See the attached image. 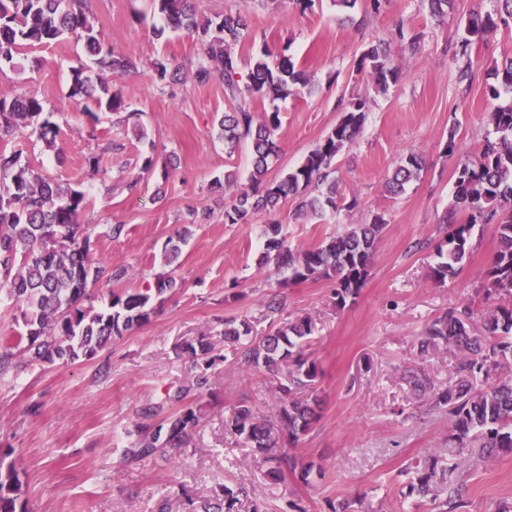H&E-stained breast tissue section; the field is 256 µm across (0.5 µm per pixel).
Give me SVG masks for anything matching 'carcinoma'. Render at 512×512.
<instances>
[{"mask_svg": "<svg viewBox=\"0 0 512 512\" xmlns=\"http://www.w3.org/2000/svg\"><path fill=\"white\" fill-rule=\"evenodd\" d=\"M158 12L173 30L197 36L203 53L193 79L206 84L214 78L224 82L229 111L221 116L219 137L227 146L248 140L252 149L249 187L224 202V223L249 224L259 214L279 210L289 198L298 199L301 216L321 217L324 213L350 210L357 199L345 202L337 197L333 163L351 145L363 128L370 100L355 96L343 103L341 117L301 161L277 177L270 166L277 157L275 132L281 126L276 101L308 85L303 70L285 55L272 58L269 50L243 61L233 46L249 35L248 22L241 15L198 18L190 0H155ZM491 12L472 13L466 19L457 52L468 54L472 45L486 41L500 26L512 22V0H497ZM66 35L83 42L99 70L83 66L72 69L70 97L83 104V112H120L127 109L121 92L102 78L109 69L124 71L133 66L131 57L105 44L101 32L87 15L85 0H0V66L15 64L24 44L51 45ZM395 39L411 52L424 41V33L404 22L394 31ZM153 71L159 82L175 80L166 58H158ZM358 70L368 72L378 90L386 92L401 79V71L390 62L387 44H370L362 52ZM496 82L486 95L496 102L490 113L493 136L484 139L478 153L459 163L455 170L454 206L443 219L445 237L436 246L439 261L432 267L435 279L444 282L459 276L472 251L473 231L478 225L494 226L497 252L485 271L487 296L498 300L491 311L485 333L471 326V309L448 311L428 323L420 340L427 352L451 345L462 352L459 378L435 394L433 406L448 414L451 438L460 448H480L487 456L512 454V377L499 370L512 358V58L496 69ZM269 109L258 116L257 103ZM52 113L34 94L0 95V139L29 127L52 149L58 126ZM424 167L420 153L401 158L386 181L387 191L398 195L419 178ZM88 196L78 186L48 179L22 160V151L0 152V292L4 291L20 311L22 330L0 336V380L9 370L58 361L93 358L113 339L121 338L148 321L150 295L132 289L113 292L106 307L86 306L88 288L100 281L119 283L129 270L124 265H103L90 254L88 225L80 214ZM386 226L382 215L368 224H355L323 244L303 250L289 246L283 225L265 223V245L259 264L273 267L283 276L281 284L315 278L334 281L338 304L359 294L374 255L375 243ZM178 241H168L164 261L171 266L179 259ZM305 322L289 324L265 336H252L250 323L224 322V338L232 343L250 337L240 351L238 363L272 380L284 396L270 417H261L247 404L238 406L227 425L233 435L270 463L268 475L276 477L282 466H294L285 448H293L308 434L318 418L320 399L314 391L320 370L302 342L310 335ZM198 423L196 409L183 404L145 426L134 447L144 455L160 448H180ZM445 458L431 453L416 466L404 496L431 512H454L462 504V488L447 481ZM0 512H26L21 500V481L12 465L0 463Z\"/></svg>", "mask_w": 512, "mask_h": 512, "instance_id": "carcinoma-1", "label": "carcinoma"}]
</instances>
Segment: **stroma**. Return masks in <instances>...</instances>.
I'll list each match as a JSON object with an SVG mask.
<instances>
[{
    "label": "stroma",
    "mask_w": 512,
    "mask_h": 512,
    "mask_svg": "<svg viewBox=\"0 0 512 512\" xmlns=\"http://www.w3.org/2000/svg\"><path fill=\"white\" fill-rule=\"evenodd\" d=\"M369 3L358 0L347 14L332 0H316L306 12L291 0H195L201 17L246 16L256 38L236 45L242 60L264 49L285 52L310 79L308 88L279 104L277 170L302 161L335 126L344 101L356 95L371 101L361 132L335 163L340 191L357 198V207L315 219L297 216L291 199L277 214L294 249L384 216L369 275L342 307L332 281L283 286L272 268L259 266L265 217L225 223L223 196L213 183L233 170L238 187H246L249 148L225 151L215 123L229 108L224 85L190 80L202 45L185 33L156 37L164 20L151 0H91L105 42L135 62L134 69L103 76L139 113L154 142L150 172L135 165L144 147L130 126L109 112L90 119L70 98L72 67L93 64L81 42L66 37L27 47L17 68L0 69V95L36 93L60 128L55 149L26 130L1 141L0 151L22 150L43 176L78 184L91 201L80 220L90 227L92 256L129 265L125 287L152 297L148 323L93 359L14 371L0 384V462L15 465L28 512H186L187 498L213 502L242 486L251 494L242 499L241 512H285L292 502L304 512H331L341 502L361 504L366 512H427L401 498L400 472L431 450L459 464L465 512L512 506V455L483 461L478 449L456 447L447 415L431 407V392L413 391L406 379L408 369L418 368L434 389L447 385L460 354L453 348L421 353L425 326L449 308L467 305L480 327L492 306L484 276L498 247L492 226L476 229L472 254L456 279L438 281L431 269L444 237L442 218L454 202L455 167L492 131L493 103L485 89L495 67L512 57V25L461 57L455 44L465 20L493 11L495 0H454L440 22L419 0H383L380 13L367 15ZM401 20L424 31L417 52L394 41ZM380 40L389 43L390 59L402 72L384 94L355 68L364 47ZM160 56L180 67L186 80L160 84L152 68ZM452 128L458 151L451 158L443 145ZM411 151L423 155L421 177L403 195L391 196L384 181ZM92 157L97 167H90ZM122 171L137 176L134 191L115 188ZM205 208L213 212L210 223L185 226L189 210ZM113 224L123 225L120 237L109 236ZM181 232L187 238L173 271L163 262V249ZM169 273L177 288L158 293L159 276ZM244 318L256 336L302 320L312 327L307 352L321 369L315 385L320 418L291 450L300 466L314 464L309 480L298 471L270 479L267 463L224 428L241 403L263 414L279 406L274 385L241 371L235 344L224 339L225 321ZM201 339L221 357L208 370L202 356L187 349ZM203 372L209 383L194 390ZM182 389L199 416L187 446L134 454L144 407L167 405L169 395Z\"/></svg>",
    "instance_id": "stroma-1"
}]
</instances>
